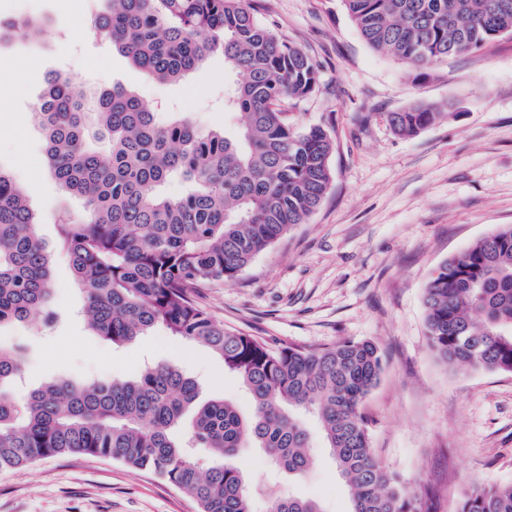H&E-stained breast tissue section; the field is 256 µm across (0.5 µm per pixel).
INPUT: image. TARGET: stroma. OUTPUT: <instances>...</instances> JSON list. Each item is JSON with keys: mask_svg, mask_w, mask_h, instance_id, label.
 Listing matches in <instances>:
<instances>
[{"mask_svg": "<svg viewBox=\"0 0 512 512\" xmlns=\"http://www.w3.org/2000/svg\"><path fill=\"white\" fill-rule=\"evenodd\" d=\"M257 16L318 66L315 92L290 118L322 126L336 149L335 178L308 223L261 253L236 280L200 289L198 304L225 327L269 346L325 347L374 341L385 358L362 410L375 458L454 512L472 482L512 483V374L450 369L428 340L423 288L433 270L502 224H512V35L425 69L373 50L342 0H256ZM33 65L94 88L121 84L161 116L191 113L203 126H228L224 58L213 55L187 80L146 79L97 32L57 31L40 50L0 40V70ZM42 84L0 85V170L27 193L49 254L62 319L0 329L27 348L24 383L55 377L126 378L145 363L197 380L199 398L254 411L240 380L198 343L161 329L115 346L93 336L76 311L82 298L59 249L55 215L78 209L48 172L36 124ZM446 115L416 135L396 134L389 113L415 102ZM255 484L254 508L275 497L318 500L350 512L348 489L330 449L315 443L299 478L275 470L263 449L240 452ZM194 501L156 476L105 458L62 456L0 472V512H196Z\"/></svg>", "mask_w": 512, "mask_h": 512, "instance_id": "1", "label": "stroma"}]
</instances>
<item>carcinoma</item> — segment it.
<instances>
[{
  "instance_id": "1",
  "label": "carcinoma",
  "mask_w": 512,
  "mask_h": 512,
  "mask_svg": "<svg viewBox=\"0 0 512 512\" xmlns=\"http://www.w3.org/2000/svg\"><path fill=\"white\" fill-rule=\"evenodd\" d=\"M88 25L149 79L179 82L220 53L237 79L224 87L227 130L188 112L165 124L120 84L92 91L45 77L37 120L49 170L82 211L59 220L92 334L123 345L157 328L208 346L254 404L242 416L222 399L197 403L198 384L164 364L125 379H51L19 391L27 348L0 345V471L45 458H109L186 494L197 512H253L236 456L250 439L290 474L304 473L315 437L331 450L351 512H431L427 495L374 459L362 403L384 357L372 341L272 348L228 329L195 301L236 279L304 224L334 180L335 142L299 129L289 108L316 89L317 67L257 18L250 0H105ZM363 40L416 67L512 34V0H343ZM45 24H0V39L34 42ZM444 115L416 102L389 114L411 136ZM105 139L104 155L93 144ZM177 181L183 192L171 196ZM24 191L0 170V328L56 319L51 259ZM427 336L445 366L512 373V224L448 257L424 288ZM268 512H323L311 499L276 498ZM456 512H512V483L473 484Z\"/></svg>"
}]
</instances>
